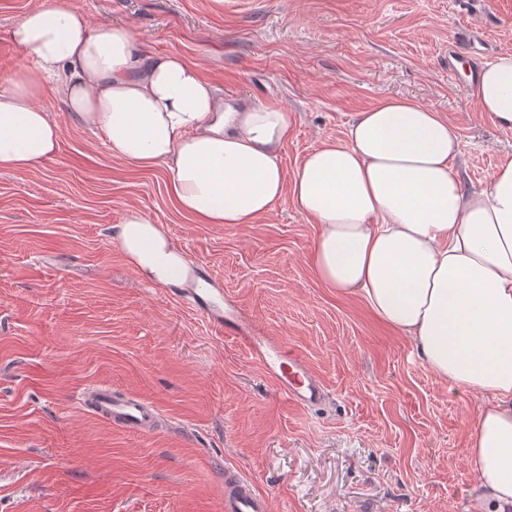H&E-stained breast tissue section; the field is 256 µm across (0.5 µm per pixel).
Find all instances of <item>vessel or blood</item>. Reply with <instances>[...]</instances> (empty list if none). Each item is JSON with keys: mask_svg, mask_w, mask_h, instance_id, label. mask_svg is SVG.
I'll return each mask as SVG.
<instances>
[{"mask_svg": "<svg viewBox=\"0 0 512 512\" xmlns=\"http://www.w3.org/2000/svg\"><path fill=\"white\" fill-rule=\"evenodd\" d=\"M197 274H189L184 290L186 301L200 312L212 327L234 336L253 360L273 378L283 397L294 407L313 410L329 398L325 384L315 376L302 357L284 355L285 342L264 336L236 310L221 311L211 303L212 291L200 287ZM84 401L90 402L104 419L140 435L154 433L159 424L157 410L135 396L116 397L111 389L96 385L87 389ZM224 512H272L271 501L254 483L239 472L224 479Z\"/></svg>", "mask_w": 512, "mask_h": 512, "instance_id": "1", "label": "vessel or blood"}]
</instances>
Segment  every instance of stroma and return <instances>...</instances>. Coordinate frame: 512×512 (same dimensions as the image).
I'll list each match as a JSON object with an SVG mask.
<instances>
[{"label": "stroma", "mask_w": 512, "mask_h": 512, "mask_svg": "<svg viewBox=\"0 0 512 512\" xmlns=\"http://www.w3.org/2000/svg\"><path fill=\"white\" fill-rule=\"evenodd\" d=\"M71 2L128 26L143 53L194 62L225 100L285 104L286 177L388 96L458 129L465 190L512 160V130L464 81L472 39L489 58L512 53V0ZM35 3L0 0V83L29 63L10 32ZM42 103L58 152L0 172V512H224L229 469L274 512H475L466 455L481 397L440 380L360 296L318 280L317 225L287 200L249 224L195 223L165 167L113 158L60 98ZM131 207L306 361L326 404L291 407L235 340L137 276L112 237ZM90 385L152 403L163 428L141 437L104 420L79 402Z\"/></svg>", "instance_id": "stroma-1"}]
</instances>
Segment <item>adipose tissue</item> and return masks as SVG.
Listing matches in <instances>:
<instances>
[{
  "label": "adipose tissue",
  "mask_w": 512,
  "mask_h": 512,
  "mask_svg": "<svg viewBox=\"0 0 512 512\" xmlns=\"http://www.w3.org/2000/svg\"><path fill=\"white\" fill-rule=\"evenodd\" d=\"M30 59L0 84V170L53 157L60 131L39 104L54 87L112 157L166 166L179 209L202 224H249L282 200L318 224L319 280L360 295L413 338L441 379L484 396L468 435L482 494L476 512H512V161L465 192L457 129L440 112L384 97L345 139L310 151L286 179L291 115L279 101L236 107L176 54L140 53L128 27L91 24L68 0H38L12 29ZM480 111L512 129V54L469 87ZM114 238L142 278L169 285L187 265L163 225L128 209Z\"/></svg>",
  "instance_id": "1"
}]
</instances>
